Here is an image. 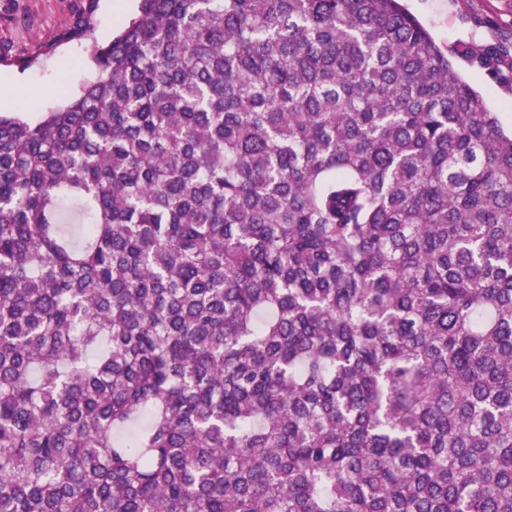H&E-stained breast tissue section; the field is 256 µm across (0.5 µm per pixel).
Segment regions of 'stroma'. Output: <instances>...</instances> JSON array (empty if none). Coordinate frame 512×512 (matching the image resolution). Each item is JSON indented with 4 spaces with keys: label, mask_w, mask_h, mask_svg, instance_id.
Returning <instances> with one entry per match:
<instances>
[{
    "label": "stroma",
    "mask_w": 512,
    "mask_h": 512,
    "mask_svg": "<svg viewBox=\"0 0 512 512\" xmlns=\"http://www.w3.org/2000/svg\"><path fill=\"white\" fill-rule=\"evenodd\" d=\"M113 0H0V78L40 89L38 98L8 106L35 122L62 108L69 97L92 82L94 45L111 40L125 23L111 9ZM407 9L425 26L436 43L452 55L464 79L485 98L504 130H512V86L503 84L477 64L457 56L461 44L492 46L512 60V0H404ZM88 20L82 39L60 40L77 16ZM27 56L30 65L19 69L11 58Z\"/></svg>",
    "instance_id": "stroma-1"
}]
</instances>
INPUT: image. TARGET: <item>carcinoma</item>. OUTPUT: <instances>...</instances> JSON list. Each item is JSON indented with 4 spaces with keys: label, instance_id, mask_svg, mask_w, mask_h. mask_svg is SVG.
<instances>
[{
    "label": "carcinoma",
    "instance_id": "carcinoma-1",
    "mask_svg": "<svg viewBox=\"0 0 512 512\" xmlns=\"http://www.w3.org/2000/svg\"><path fill=\"white\" fill-rule=\"evenodd\" d=\"M93 62L0 114V512H512V136L429 32L139 0Z\"/></svg>",
    "mask_w": 512,
    "mask_h": 512
}]
</instances>
